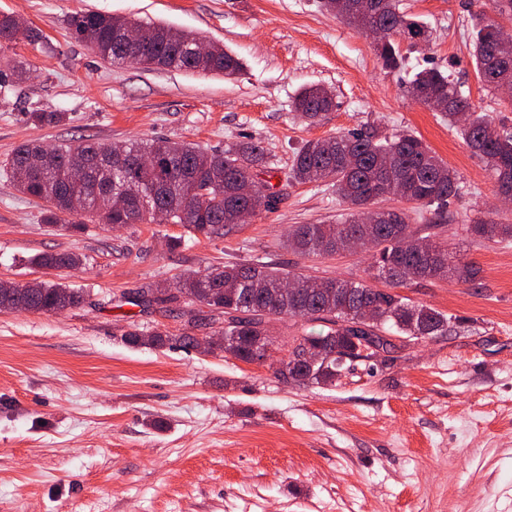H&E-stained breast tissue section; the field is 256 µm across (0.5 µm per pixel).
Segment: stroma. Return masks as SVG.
<instances>
[{
  "label": "stroma",
  "instance_id": "obj_1",
  "mask_svg": "<svg viewBox=\"0 0 512 512\" xmlns=\"http://www.w3.org/2000/svg\"><path fill=\"white\" fill-rule=\"evenodd\" d=\"M431 39L399 38L400 68L319 0H0L41 39L0 47V70L24 61L28 79L0 84V282L63 281L85 293L61 313L0 310V512H512V244L461 235L465 219L512 222L479 156L440 113L407 92L439 69L478 111L512 129V107L479 79L469 51L491 0H402ZM97 11L163 23L224 46L236 78L109 64L76 39L69 19ZM325 86L337 106L316 124L292 102ZM31 112H63L36 126ZM422 139L458 171L454 221L414 220L478 270L474 284L410 280L401 296L451 319L448 335L404 339L357 360L330 385L280 378L175 343L193 327L179 306L136 304L138 291L188 271L265 263L318 278H368L358 252L302 256L284 240L298 224L340 217L327 182L285 174L305 141L367 128ZM167 138L223 148L254 140L274 164L262 181L279 202L247 223L193 239L178 224H48L47 200L19 192L11 152L48 144ZM74 251L75 270L31 265ZM138 329L161 347L127 343Z\"/></svg>",
  "mask_w": 512,
  "mask_h": 512
}]
</instances>
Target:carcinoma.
Returning <instances> with one entry per match:
<instances>
[{"mask_svg": "<svg viewBox=\"0 0 512 512\" xmlns=\"http://www.w3.org/2000/svg\"><path fill=\"white\" fill-rule=\"evenodd\" d=\"M322 8L347 26L365 33L371 27L385 32L377 54L383 67L396 69L402 64L395 36L429 41V30L416 16L400 7V0H321ZM496 19L478 15L474 24L472 56L480 81L495 91L505 87L503 100L512 104V42L496 41ZM69 25L74 36L96 48V54L112 64L134 63L200 74H223L229 78L241 73L239 60L220 45H209L200 57L195 37L181 30L158 24L95 11L76 13ZM141 30V40L126 44L119 39L127 27ZM30 30L23 20L0 17V43L12 42ZM408 93L422 104L431 98L443 102L441 114L448 124L458 127L460 136L486 163L498 192H512V133L492 122L473 107L460 85L439 69L420 71L409 82ZM292 106L299 118L315 124L336 107L328 89L311 85L302 89ZM466 109L468 114L460 111ZM28 119L37 126L59 124L63 112H30ZM52 153L46 169L27 168L16 172L30 156ZM136 153L152 158L149 166L131 167L126 156ZM86 155L112 165L92 171L81 186L70 181L74 157ZM271 161L263 147L252 141H238L222 150H205L185 141L151 139L126 143H101L90 139L76 145L47 147L39 142L18 146L7 160L17 189L31 197L49 201L45 221L55 224L64 214H78L92 224L123 226L154 221V212L166 214L172 224H181L194 236L210 238L224 229L243 224L260 210H272L278 197L263 194L256 186L261 172ZM288 181L310 183L329 181L347 204L345 218L334 224H300L293 228L286 243L294 252L333 254L357 248L368 253L376 278L393 288L411 279H445L457 283L474 280L477 271L448 248L417 236L404 211L375 210L374 202L392 191L413 204L420 218L432 223L447 219L448 207L461 193L462 181L423 141L410 134L382 136L369 129L356 133H336L327 138L306 141L295 153ZM124 187L133 193L127 205L117 206L112 189ZM372 222L365 223L364 216ZM468 236L497 243H512V223L476 217L464 225ZM43 268H76L82 257L75 252L43 253L32 259ZM284 282L294 284L285 298L278 292ZM175 290L147 288L143 297L157 304L180 302L195 311L205 307L228 314L224 325L213 331L215 338L204 349L216 350L245 363L254 362L251 341L266 332L272 320H312L321 323L318 331H303L292 341L317 350V359L302 362L295 369H278L286 381L299 384H328L339 378L336 364L343 355H352L371 337L393 353L397 345L384 333L421 339L444 336L451 319L434 308L417 305L395 292L373 287L365 280L319 279L303 273L280 270L264 264H232L201 274L189 273ZM21 301L25 310L60 313L78 307L83 294L60 282L32 281L14 288L0 282V308ZM134 345L162 347L170 337L158 332L125 334Z\"/></svg>", "mask_w": 512, "mask_h": 512, "instance_id": "cac0c4a2", "label": "carcinoma"}]
</instances>
